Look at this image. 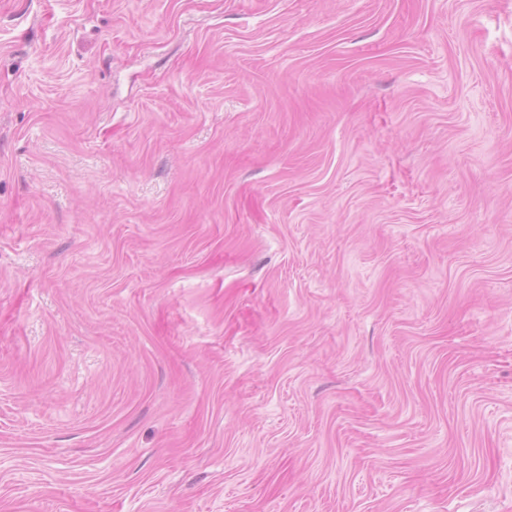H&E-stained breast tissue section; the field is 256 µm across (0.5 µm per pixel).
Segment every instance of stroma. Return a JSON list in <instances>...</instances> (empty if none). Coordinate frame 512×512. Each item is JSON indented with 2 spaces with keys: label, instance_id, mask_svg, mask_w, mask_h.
I'll return each mask as SVG.
<instances>
[{
  "label": "stroma",
  "instance_id": "35a3bbf8",
  "mask_svg": "<svg viewBox=\"0 0 512 512\" xmlns=\"http://www.w3.org/2000/svg\"><path fill=\"white\" fill-rule=\"evenodd\" d=\"M0 512H512V0H0Z\"/></svg>",
  "mask_w": 512,
  "mask_h": 512
}]
</instances>
